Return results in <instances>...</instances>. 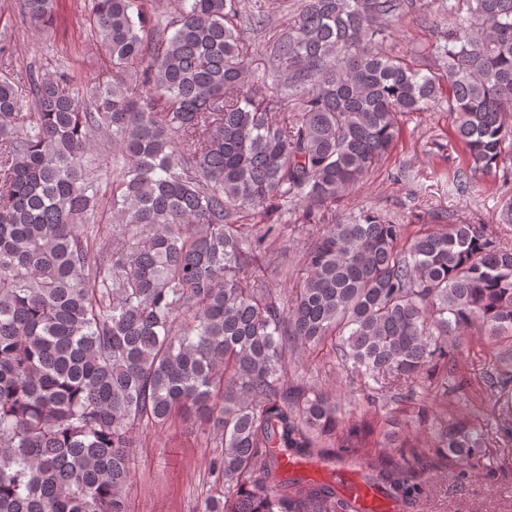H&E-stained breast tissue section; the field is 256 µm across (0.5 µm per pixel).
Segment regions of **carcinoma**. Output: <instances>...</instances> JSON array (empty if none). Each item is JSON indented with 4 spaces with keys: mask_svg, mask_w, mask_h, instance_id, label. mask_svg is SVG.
<instances>
[{
    "mask_svg": "<svg viewBox=\"0 0 512 512\" xmlns=\"http://www.w3.org/2000/svg\"><path fill=\"white\" fill-rule=\"evenodd\" d=\"M54 4L19 8L42 30ZM238 6L178 0L150 26L142 0H91L110 64L92 92L63 71L0 76V512H127L140 429L178 413L224 448V492L201 512H353L282 455L391 448L366 481L407 504L433 470L485 467L456 354L477 326L498 345L485 385L512 382V249L484 226L327 224L324 208L389 154L400 114L445 93L472 162L455 191L473 169L508 187L512 0L449 5L444 66L426 74L375 47L405 0H301L261 89ZM97 136L112 142L110 242L93 224ZM285 199L302 202L295 223L319 225L291 270L272 219ZM304 354L418 428L389 416L369 444L373 423L343 425L335 392L289 380Z\"/></svg>",
    "mask_w": 512,
    "mask_h": 512,
    "instance_id": "carcinoma-1",
    "label": "carcinoma"
}]
</instances>
